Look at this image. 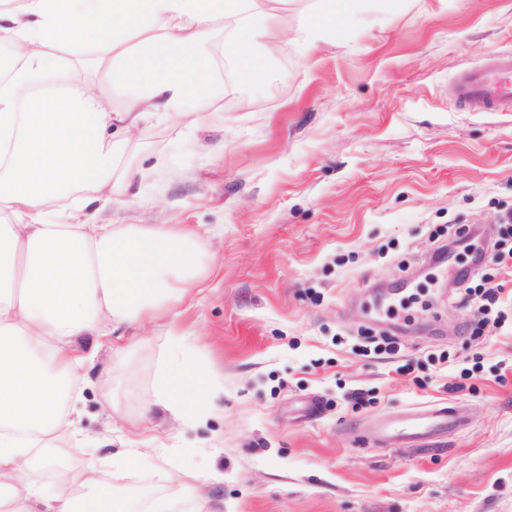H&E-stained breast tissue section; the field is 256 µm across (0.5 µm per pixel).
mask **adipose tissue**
<instances>
[{
  "mask_svg": "<svg viewBox=\"0 0 512 512\" xmlns=\"http://www.w3.org/2000/svg\"><path fill=\"white\" fill-rule=\"evenodd\" d=\"M346 0H317L294 31L311 44L344 22ZM225 49L254 67L253 47L275 51L274 0H19L0 7V43L15 67L0 77V512H129L104 468H133L140 448L78 467L47 455L61 439L84 444L79 404L88 342L120 323L142 322L178 304L200 273L204 237L181 224H98L122 192L115 182L131 129L157 114L180 117L214 100L213 22ZM90 55L94 78L32 94L34 74ZM129 89L124 109L100 93ZM153 407L181 424L205 425L210 379L195 353L160 359ZM47 470L53 490L28 481Z\"/></svg>",
  "mask_w": 512,
  "mask_h": 512,
  "instance_id": "1",
  "label": "adipose tissue"
}]
</instances>
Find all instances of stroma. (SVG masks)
Masks as SVG:
<instances>
[{"label":"stroma","instance_id":"obj_1","mask_svg":"<svg viewBox=\"0 0 512 512\" xmlns=\"http://www.w3.org/2000/svg\"><path fill=\"white\" fill-rule=\"evenodd\" d=\"M313 3L283 0L278 51L254 49L263 81L234 66L204 116L128 133L126 189L99 223L207 236L185 302L99 351L84 456L157 439L120 488L148 502L188 487L211 512H512V308L473 332L460 301L505 278L483 249L512 212V112L450 96L461 70L512 50V0H352L306 45L293 31ZM470 229L482 260L437 263L431 234ZM171 330L219 390L201 428L143 412ZM387 337L398 353H366ZM448 400L468 425L438 442L352 435Z\"/></svg>","mask_w":512,"mask_h":512}]
</instances>
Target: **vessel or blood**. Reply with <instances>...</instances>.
<instances>
[{
  "mask_svg": "<svg viewBox=\"0 0 512 512\" xmlns=\"http://www.w3.org/2000/svg\"><path fill=\"white\" fill-rule=\"evenodd\" d=\"M455 102L478 106L487 112H512V52L492 53L475 67L464 70L453 85ZM454 405L414 415L400 422L384 421L378 426L386 438L421 441L439 431L459 427Z\"/></svg>",
  "mask_w": 512,
  "mask_h": 512,
  "instance_id": "vessel-or-blood-1",
  "label": "vessel or blood"
}]
</instances>
